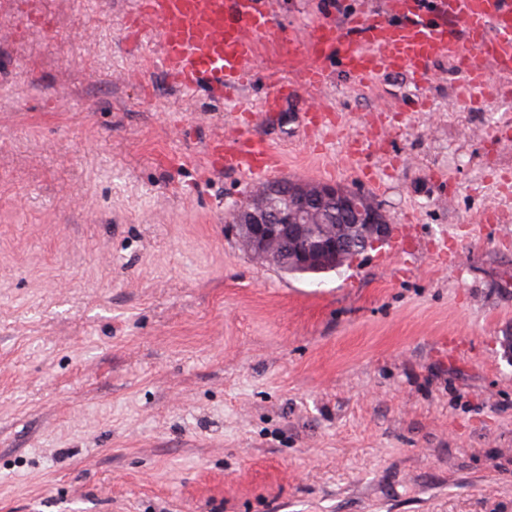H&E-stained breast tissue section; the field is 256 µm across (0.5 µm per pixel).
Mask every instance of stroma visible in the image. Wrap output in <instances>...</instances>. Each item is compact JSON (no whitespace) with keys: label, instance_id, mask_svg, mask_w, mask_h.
I'll return each instance as SVG.
<instances>
[{"label":"stroma","instance_id":"1","mask_svg":"<svg viewBox=\"0 0 512 512\" xmlns=\"http://www.w3.org/2000/svg\"><path fill=\"white\" fill-rule=\"evenodd\" d=\"M130 0H0V512H512V98L457 101L438 64L335 67L273 120L136 67ZM254 104L288 40L385 0H275ZM29 12L38 23L21 25ZM338 116L326 151L300 113ZM387 132L350 154L364 125ZM244 124L282 177L368 191L416 266L376 246L292 277L229 211L254 189L205 167ZM496 207L503 222L479 217Z\"/></svg>","mask_w":512,"mask_h":512}]
</instances>
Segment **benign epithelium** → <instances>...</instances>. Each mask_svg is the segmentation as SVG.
<instances>
[{"label": "benign epithelium", "instance_id": "1", "mask_svg": "<svg viewBox=\"0 0 512 512\" xmlns=\"http://www.w3.org/2000/svg\"><path fill=\"white\" fill-rule=\"evenodd\" d=\"M277 198L266 192L248 204L233 207L231 220L244 246L258 258L274 262L280 252V240L303 238L323 204L336 205L338 223L358 230V243L364 248L383 243L390 234L381 205L366 194L339 184L281 178L274 185ZM355 252L354 243L339 236L316 239L289 259L305 266L342 264Z\"/></svg>", "mask_w": 512, "mask_h": 512}]
</instances>
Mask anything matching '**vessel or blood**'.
<instances>
[{
  "label": "vessel or blood",
  "mask_w": 512,
  "mask_h": 512,
  "mask_svg": "<svg viewBox=\"0 0 512 512\" xmlns=\"http://www.w3.org/2000/svg\"><path fill=\"white\" fill-rule=\"evenodd\" d=\"M276 27L273 0H133L126 39L153 43L159 67L181 91L221 99L238 93L254 76L259 40ZM367 84L384 73H405L422 100L432 66L452 64L471 99L489 90L488 76L512 80V0H388L384 15L359 13L344 26L315 22L289 53L291 79L278 81L259 104L281 111L300 89L320 90L329 64ZM206 159L212 171H230L251 184L278 174L282 159L272 144L244 132L215 134Z\"/></svg>",
  "instance_id": "obj_1"
}]
</instances>
